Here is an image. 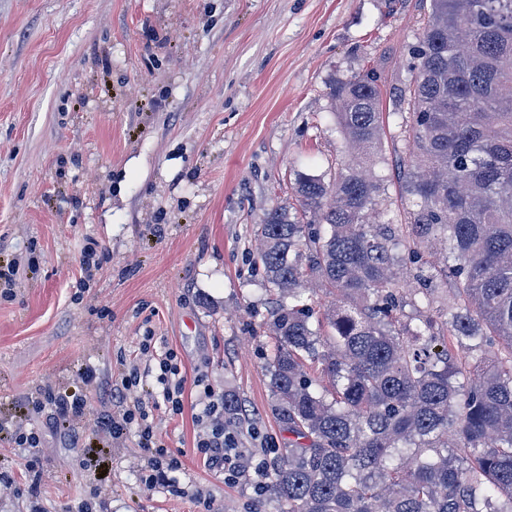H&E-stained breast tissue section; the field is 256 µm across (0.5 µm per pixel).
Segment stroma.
<instances>
[{
	"mask_svg": "<svg viewBox=\"0 0 512 512\" xmlns=\"http://www.w3.org/2000/svg\"><path fill=\"white\" fill-rule=\"evenodd\" d=\"M429 0H0V419L46 384L93 365L110 389L130 364L174 350L186 378L232 386L249 421L240 480L204 466L192 402L154 423L180 462L178 491L139 477L135 433L100 471L55 434L37 451L35 492L0 487V512H65L96 492L97 512H255L258 462L288 445L264 364L273 307L254 269V224L294 203L292 169L329 170L346 142L329 85L368 69L383 110L411 66ZM388 207L406 158L384 123ZM94 244L97 265L82 249ZM151 337L150 349L141 346Z\"/></svg>",
	"mask_w": 512,
	"mask_h": 512,
	"instance_id": "obj_1",
	"label": "stroma"
}]
</instances>
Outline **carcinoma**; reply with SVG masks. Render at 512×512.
<instances>
[{"label": "carcinoma", "instance_id": "obj_1", "mask_svg": "<svg viewBox=\"0 0 512 512\" xmlns=\"http://www.w3.org/2000/svg\"><path fill=\"white\" fill-rule=\"evenodd\" d=\"M411 57L400 223L370 69L330 88L334 175L294 171L298 206L257 224L265 372L294 436L264 512H512V0H429ZM312 284L334 296L322 318ZM224 421L248 422L233 389Z\"/></svg>", "mask_w": 512, "mask_h": 512}]
</instances>
